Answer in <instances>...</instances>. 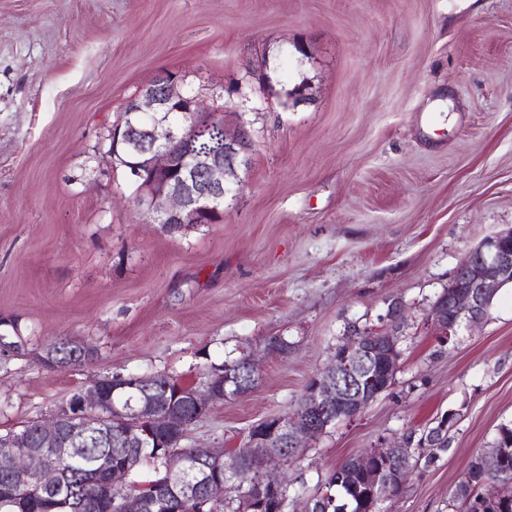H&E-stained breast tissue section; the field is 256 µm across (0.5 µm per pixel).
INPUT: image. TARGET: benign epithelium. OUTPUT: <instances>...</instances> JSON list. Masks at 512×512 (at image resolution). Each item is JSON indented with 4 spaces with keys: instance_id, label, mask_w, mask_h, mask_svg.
<instances>
[{
    "instance_id": "7a95c632",
    "label": "benign epithelium",
    "mask_w": 512,
    "mask_h": 512,
    "mask_svg": "<svg viewBox=\"0 0 512 512\" xmlns=\"http://www.w3.org/2000/svg\"><path fill=\"white\" fill-rule=\"evenodd\" d=\"M211 111L185 85V76L162 71L150 83L137 89L124 107L123 123L108 129L107 154L113 164L124 167L133 189L134 201L146 220L176 231L187 224H215L224 212V197L239 182L240 156L250 147L243 128L230 130L224 112L214 117L224 131V148L193 151L188 145L199 132L200 116ZM462 269L464 284L432 306L429 318L440 326L450 317L453 328L485 321L494 297L502 286L512 282V233L502 232L485 239L471 251ZM403 305L394 299L386 318L391 327L377 333H358L330 367L314 377L296 408L286 414L265 418L251 427L245 455L246 467L258 474V481L247 490L243 512H266L276 500L282 512L287 502L280 476L269 471L271 461L288 462L291 454L303 448L336 422L362 412L379 394L373 390L376 376L386 381L394 377L400 358L398 333ZM246 359L227 370H211L210 378L195 387L189 403L204 417L224 400L252 390L253 369ZM156 373L147 382L135 383L122 405L106 398L100 382L81 388L65 407V418L53 415L36 422L38 447L27 439L7 438L8 450L0 453V474L21 473L33 479L42 493L61 494L64 475L61 460L77 441L87 434L107 437L118 433L126 454L117 468L104 455L89 475L98 499L108 512H157L161 508L178 512L176 505L190 503L194 512H211L213 499L224 498V483L233 468L224 449L183 448L185 434L170 442L162 456L164 478L148 496L130 477L144 450L159 447V435L169 421L168 389L158 388ZM492 465L512 459V448L495 446L481 451ZM368 485L370 500L392 502L412 473L411 446L402 440L387 448H370L350 458Z\"/></svg>"
}]
</instances>
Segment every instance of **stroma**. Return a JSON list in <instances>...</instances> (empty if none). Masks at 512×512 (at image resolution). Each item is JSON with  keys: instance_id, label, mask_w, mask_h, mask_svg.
Returning <instances> with one entry per match:
<instances>
[{"instance_id": "35a3bbf8", "label": "stroma", "mask_w": 512, "mask_h": 512, "mask_svg": "<svg viewBox=\"0 0 512 512\" xmlns=\"http://www.w3.org/2000/svg\"><path fill=\"white\" fill-rule=\"evenodd\" d=\"M217 100L251 148L215 224L147 222L102 143L158 70ZM512 230V0H0V433L91 382L249 357L260 379L186 448L245 447L293 410L349 326L385 329L399 367L362 413L280 472L288 512L369 448L454 414L450 446L391 512H451L478 451L512 422V286L440 337L429 310L457 265ZM288 342L269 351L270 337ZM66 340L96 349L55 371Z\"/></svg>"}]
</instances>
